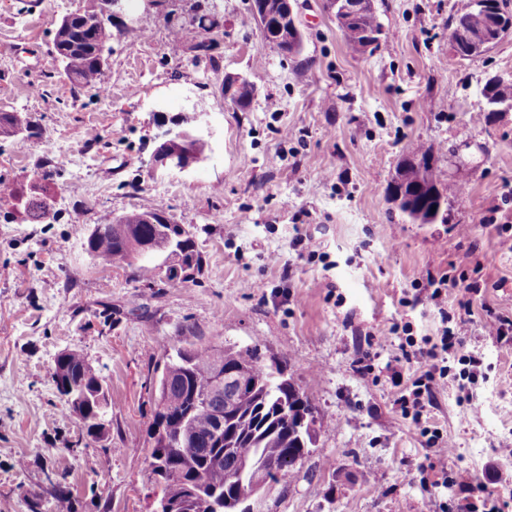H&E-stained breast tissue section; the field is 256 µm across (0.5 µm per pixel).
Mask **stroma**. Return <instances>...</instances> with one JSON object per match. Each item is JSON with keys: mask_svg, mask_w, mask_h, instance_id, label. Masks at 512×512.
Masks as SVG:
<instances>
[{"mask_svg": "<svg viewBox=\"0 0 512 512\" xmlns=\"http://www.w3.org/2000/svg\"><path fill=\"white\" fill-rule=\"evenodd\" d=\"M298 2L292 55L265 44L252 0H126L95 92L72 88L52 54L58 21L92 0H0V113L39 126L0 137V179L49 186L39 224L0 199V512H29L54 482L76 512H156L147 429L162 352L184 336L259 345L328 423L251 512H484L487 499L512 512V456L500 453L512 444V350L485 331L489 313L512 315L500 244L512 235V112L485 118L483 96L488 76L512 77V33L462 59L448 29L468 0H373L387 37L355 54L325 0ZM228 77L249 82L246 108L225 96ZM196 112L207 160L153 172L160 117ZM417 146L432 150L438 187H464L446 222L410 223L389 200ZM147 207L193 230L203 265L187 281L147 284L88 255L90 228ZM444 273L479 290L459 333L483 377L470 391L452 376L435 387L423 426L451 446L437 457L397 400L424 370L401 344L442 327L426 277ZM66 349L106 381L110 450L59 400L49 370ZM461 467L473 491L435 484Z\"/></svg>", "mask_w": 512, "mask_h": 512, "instance_id": "obj_1", "label": "stroma"}]
</instances>
